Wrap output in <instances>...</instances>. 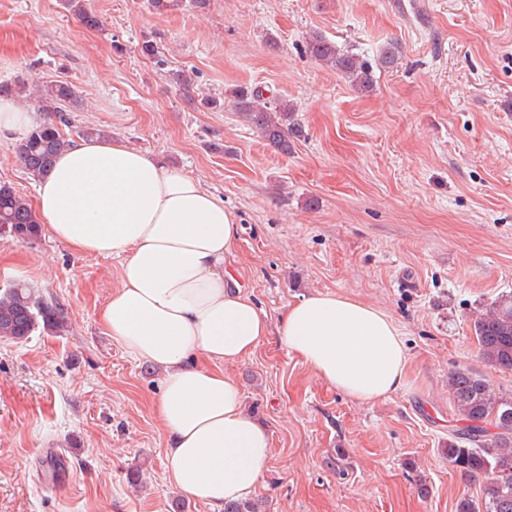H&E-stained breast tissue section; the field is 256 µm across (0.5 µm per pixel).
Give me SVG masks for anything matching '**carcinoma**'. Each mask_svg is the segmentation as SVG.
Returning a JSON list of instances; mask_svg holds the SVG:
<instances>
[{
  "mask_svg": "<svg viewBox=\"0 0 512 512\" xmlns=\"http://www.w3.org/2000/svg\"><path fill=\"white\" fill-rule=\"evenodd\" d=\"M66 6L87 28L99 30L100 17L86 0H67ZM306 48L311 57L350 78L359 87L373 86L372 66L359 55L336 46L319 34L310 36ZM41 111L55 113V119L31 128L16 145V153L28 175L43 178L54 160L72 141L65 138L56 123L68 107L78 104L77 89L67 80L40 86ZM228 105L278 152L288 155L302 127L293 107L273 102L261 90L240 87L231 93ZM41 234L31 203L13 186L0 182V237L19 243L37 240ZM62 332L65 316L60 307L43 298L18 280L0 293V339L24 341L37 328ZM474 334L482 358L501 369L512 370V295L492 302L476 316ZM448 388L458 414L467 422L455 434L445 454L465 480L486 477L481 504L463 497L456 512H512V398L497 395L480 374L459 367L448 375ZM493 418L492 428L485 423ZM262 501L255 499L224 503L222 512H261Z\"/></svg>",
  "mask_w": 512,
  "mask_h": 512,
  "instance_id": "cac0c4a2",
  "label": "carcinoma"
}]
</instances>
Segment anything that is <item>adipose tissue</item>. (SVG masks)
Returning a JSON list of instances; mask_svg holds the SVG:
<instances>
[{
  "mask_svg": "<svg viewBox=\"0 0 512 512\" xmlns=\"http://www.w3.org/2000/svg\"><path fill=\"white\" fill-rule=\"evenodd\" d=\"M32 207L73 250L123 259L101 319L128 353L163 372L152 409L171 438L169 483L212 512L249 496L272 441L224 368L253 354L270 328L225 267L238 241L234 214L181 170L108 138L62 153ZM279 334L319 379L357 401L403 384L397 326L360 301L303 298L283 312Z\"/></svg>",
  "mask_w": 512,
  "mask_h": 512,
  "instance_id": "1",
  "label": "adipose tissue"
}]
</instances>
